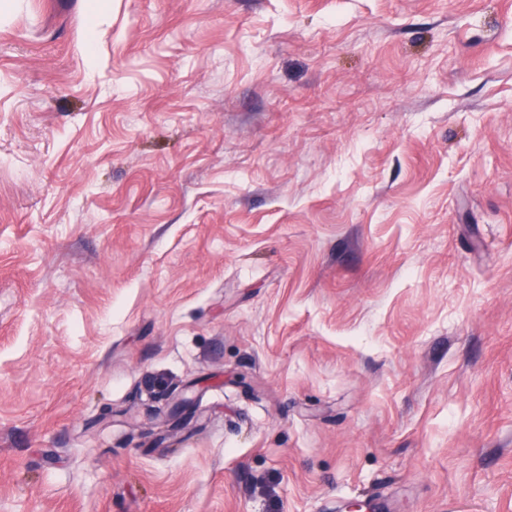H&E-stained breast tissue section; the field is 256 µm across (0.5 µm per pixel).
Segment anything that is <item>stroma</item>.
Masks as SVG:
<instances>
[{
  "instance_id": "1",
  "label": "stroma",
  "mask_w": 512,
  "mask_h": 512,
  "mask_svg": "<svg viewBox=\"0 0 512 512\" xmlns=\"http://www.w3.org/2000/svg\"><path fill=\"white\" fill-rule=\"evenodd\" d=\"M91 5L0 0V512H512V0Z\"/></svg>"
}]
</instances>
